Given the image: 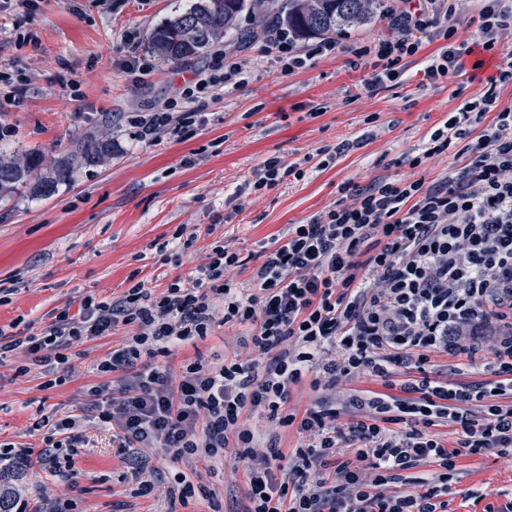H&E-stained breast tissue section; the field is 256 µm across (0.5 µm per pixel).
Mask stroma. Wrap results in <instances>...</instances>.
I'll return each instance as SVG.
<instances>
[{"label":"stroma","mask_w":512,"mask_h":512,"mask_svg":"<svg viewBox=\"0 0 512 512\" xmlns=\"http://www.w3.org/2000/svg\"><path fill=\"white\" fill-rule=\"evenodd\" d=\"M193 0H39L32 18L0 6V65L23 70L30 78L22 105L0 99V155L47 156L67 153L90 133H107L114 151L109 161L84 164L59 183L49 198L19 189L0 201V331L40 335L61 311L78 315L83 303L119 301L136 282L152 294L174 280L197 275L212 245L224 242L239 253L243 267L235 281L251 287L253 271L265 250L276 247L289 225L302 224L332 208L342 188L363 187L380 177L411 172L405 158L421 152L432 132L461 104L489 86L491 74L474 69L465 57L463 79L429 83L428 60L445 46L442 38L424 43L405 60V72L377 93L364 91L371 67L352 65L351 55L317 56L306 68L281 72L265 39L249 40L255 25L241 14L235 33L221 39L225 51L246 65V80L226 87L223 96L202 99L206 124L166 130L157 140L140 136L127 118L162 105L205 58L154 61L148 75L129 70L133 57L148 53L149 35L175 9ZM34 33L23 42L16 28ZM80 82L71 96L69 79ZM463 96H455L456 87ZM344 145L341 155L320 161V148ZM295 166L302 178L285 177L272 188L251 192L248 183L267 158ZM461 160L442 157L415 172L433 183ZM192 233L179 250V232ZM135 325H118L110 335L69 349L59 366L64 385H49V373L26 364L17 350L0 360V443L39 448L40 416L57 421L87 402L93 386L107 383L96 367L122 346ZM239 328L215 326L211 336L186 343L158 358L172 380L196 355L215 364L241 347ZM433 377L442 381L489 380L479 359L467 354L432 356ZM377 378L361 375L337 383L315 384L306 376L291 386L288 406L304 411L342 393L382 391ZM86 443L74 458V476H52L26 464L2 462L15 476L18 512H50L68 504L70 512H245L247 487L242 471L222 462H173L163 448H118L110 428L88 423ZM185 474L204 491L179 500L169 491L176 474ZM154 490L137 495L142 481ZM512 502V465L494 453L460 456L448 494V512H500Z\"/></svg>","instance_id":"obj_1"}]
</instances>
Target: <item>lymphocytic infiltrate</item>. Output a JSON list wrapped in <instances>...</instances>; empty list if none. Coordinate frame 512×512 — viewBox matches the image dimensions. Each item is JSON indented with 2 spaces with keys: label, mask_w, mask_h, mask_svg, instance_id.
Wrapping results in <instances>:
<instances>
[{
  "label": "lymphocytic infiltrate",
  "mask_w": 512,
  "mask_h": 512,
  "mask_svg": "<svg viewBox=\"0 0 512 512\" xmlns=\"http://www.w3.org/2000/svg\"><path fill=\"white\" fill-rule=\"evenodd\" d=\"M466 0H416L392 14L390 37L356 49L374 54L380 73L364 89L397 80L402 60L418 52L431 32L445 47L425 77L437 82L461 75L462 59L494 52L512 32V0H478L477 32L456 21ZM244 65L216 50L174 98L136 116L142 136L192 124L200 99L242 81ZM512 84V52L502 57L483 95L469 98L437 128L410 168L458 149L466 163L434 183L387 178L354 187L349 198L304 224H293L280 245L266 252L248 288L227 279L241 267L238 253L215 245L188 283H171L161 295L143 284L117 303H85L61 312L42 336H0V355L24 350L31 364L54 372L82 337H100L118 324L137 331L97 369L112 381L91 389L100 423L111 426L123 448H167L173 460L214 458L233 452L244 463L246 512H447L456 460L493 450L512 463V106L499 107L498 86ZM247 328L249 356L222 365L203 357L185 365L179 384L153 366L156 356L215 325ZM490 354L492 381L466 384L431 378L435 354L481 350ZM148 363H141V355ZM413 359L418 377L400 395L324 400L303 414L288 411L292 385L308 374L328 385L359 375L389 382L393 365ZM484 402L482 415L469 406ZM267 422L296 427L298 446L257 454L244 411ZM348 423H341V414ZM84 416L69 415L44 431L39 462L51 472L71 470L84 442ZM459 438L448 446L441 425ZM436 464L410 494L385 492L398 472Z\"/></svg>",
  "instance_id": "1"
}]
</instances>
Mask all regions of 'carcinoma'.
<instances>
[{
  "label": "carcinoma",
  "mask_w": 512,
  "mask_h": 512,
  "mask_svg": "<svg viewBox=\"0 0 512 512\" xmlns=\"http://www.w3.org/2000/svg\"><path fill=\"white\" fill-rule=\"evenodd\" d=\"M385 0H196L189 9L156 26L149 37L150 49L167 62L189 61L202 56L236 25L240 14H254L256 28L247 33L254 40L266 26L281 23L295 40L329 38L351 26L370 22L384 10ZM113 142L108 137L88 135L78 151L51 159L52 175L40 169L45 157L31 153L22 159H0V200L24 186L30 195L49 198L59 182L66 180L75 164H95L112 158Z\"/></svg>",
  "instance_id": "cac0c4a2"
}]
</instances>
